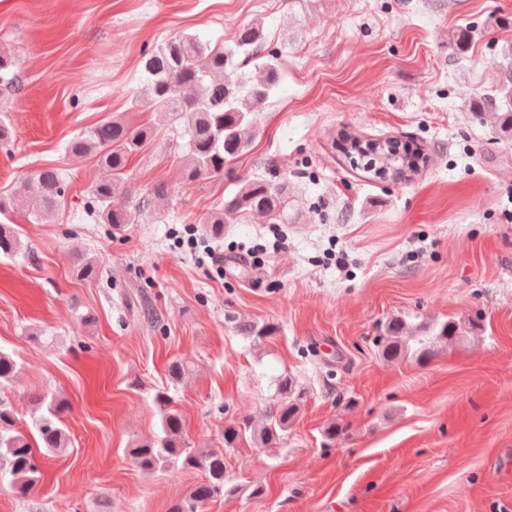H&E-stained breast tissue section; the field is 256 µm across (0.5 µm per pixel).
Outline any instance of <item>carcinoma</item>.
I'll return each mask as SVG.
<instances>
[{"mask_svg":"<svg viewBox=\"0 0 512 512\" xmlns=\"http://www.w3.org/2000/svg\"><path fill=\"white\" fill-rule=\"evenodd\" d=\"M240 58L239 67L254 64L255 72L228 71L233 57ZM145 77L137 102L165 114L172 124L188 136L184 155L183 178L192 183L222 176L249 149L246 130L254 126L256 115L263 111L280 78L278 57L266 51V34L259 21L239 26L232 46L212 47L195 35H178L143 51L141 60ZM504 97L512 99V49L508 51L499 81ZM493 111L497 129L512 137V102L498 105L490 97L483 98L481 120L486 110ZM146 129H134L121 118L114 117L72 139L65 152L73 158L90 154L98 157L103 171L91 190L87 214L102 224L120 228L135 221V212L126 202L123 186L130 155L148 138ZM361 148L350 147L345 153L352 167L378 179L382 162L378 154L366 163L359 159ZM236 190L224 204L209 213L204 223L216 239L224 236V225L249 213L272 214L284 204L283 188L255 177L236 182ZM68 180L58 168H48L29 176L24 184L23 200L35 219L52 215L66 194ZM22 256L34 259V252L24 245L9 224H0V256ZM73 274L85 280L98 275L97 265L84 253L74 257ZM235 328L253 342L262 344L277 333L267 323L240 324L228 317ZM476 329L454 319L423 327L415 337L417 347L407 344V322L397 316L381 328L377 346L386 361H396L413 352L420 361L433 358L438 348L461 343L466 334ZM20 364L13 355L0 351V390L14 383ZM192 372V361L181 358L168 369L176 384ZM279 398L270 406L261 429L248 418L224 426V449L197 448L183 435V420L167 391L155 393L154 402L160 419V433L154 439L129 449L139 471L152 476L161 471L197 470L205 479L190 493L170 503L168 512H206L209 502L219 497L233 498L242 487L228 475L227 453L247 437H255L266 448H279L288 429L297 418L306 390L289 374L277 379ZM70 410L67 399L44 393L35 399L32 422L39 442L32 444L18 426V415L12 403L0 396V483L6 482L21 498L29 497L37 486L40 455L53 456L68 451L70 437L64 426V415Z\"/></svg>","mask_w":512,"mask_h":512,"instance_id":"cac0c4a2","label":"carcinoma"}]
</instances>
